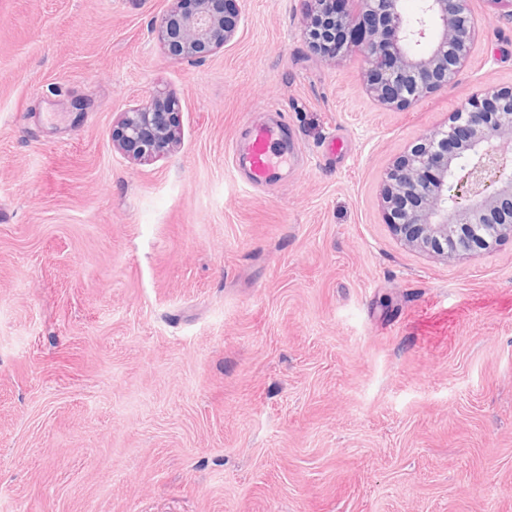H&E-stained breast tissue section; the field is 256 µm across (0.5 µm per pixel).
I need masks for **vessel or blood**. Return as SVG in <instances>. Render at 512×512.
<instances>
[{
  "instance_id": "1",
  "label": "vessel or blood",
  "mask_w": 512,
  "mask_h": 512,
  "mask_svg": "<svg viewBox=\"0 0 512 512\" xmlns=\"http://www.w3.org/2000/svg\"><path fill=\"white\" fill-rule=\"evenodd\" d=\"M279 132L280 126L276 123L254 126L248 139L233 153V163L245 172L254 186L267 185L279 167L288 161L287 151L276 147Z\"/></svg>"
}]
</instances>
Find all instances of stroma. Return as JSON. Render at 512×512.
<instances>
[{"label": "stroma", "mask_w": 512, "mask_h": 512, "mask_svg": "<svg viewBox=\"0 0 512 512\" xmlns=\"http://www.w3.org/2000/svg\"><path fill=\"white\" fill-rule=\"evenodd\" d=\"M169 4L0 0V512H512V241L411 251L379 196L512 84V7L471 0L458 83L398 110L310 0H240L196 63ZM157 89L181 145L136 162L112 130ZM274 113L299 160L254 188L228 149Z\"/></svg>", "instance_id": "35a3bbf8"}]
</instances>
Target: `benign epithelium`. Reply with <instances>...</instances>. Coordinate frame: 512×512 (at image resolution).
I'll use <instances>...</instances> for the list:
<instances>
[{
	"mask_svg": "<svg viewBox=\"0 0 512 512\" xmlns=\"http://www.w3.org/2000/svg\"><path fill=\"white\" fill-rule=\"evenodd\" d=\"M236 0H171L153 25L169 56L194 62L224 48L236 33ZM312 16L336 40L322 57L359 53L367 91L380 105L405 109L452 87L479 36L470 0H312ZM178 101L157 90L120 114L113 145L135 160L161 159L180 145ZM381 199L388 224L411 249L464 261L512 240V87L485 85L448 120L426 133L387 172Z\"/></svg>",
	"mask_w": 512,
	"mask_h": 512,
	"instance_id": "benign-epithelium-1",
	"label": "benign epithelium"
}]
</instances>
